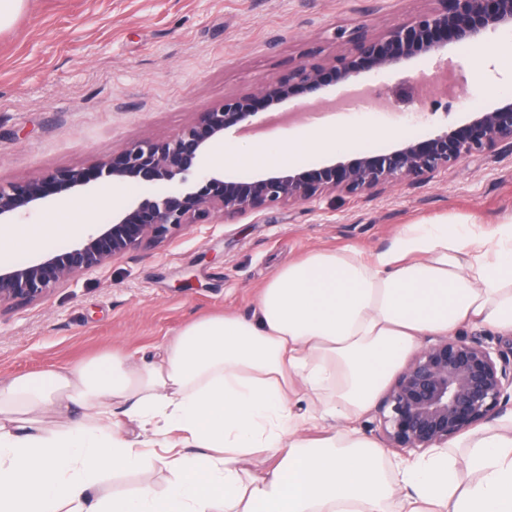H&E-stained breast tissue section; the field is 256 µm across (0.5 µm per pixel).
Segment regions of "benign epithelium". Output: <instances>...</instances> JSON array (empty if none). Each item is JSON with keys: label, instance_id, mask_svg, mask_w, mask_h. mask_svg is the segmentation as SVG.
I'll use <instances>...</instances> for the list:
<instances>
[{"label": "benign epithelium", "instance_id": "1", "mask_svg": "<svg viewBox=\"0 0 512 512\" xmlns=\"http://www.w3.org/2000/svg\"><path fill=\"white\" fill-rule=\"evenodd\" d=\"M436 6L410 22L372 37L350 35L346 53L326 65H296L267 85L261 100L236 97L205 112L164 141H139L108 160L81 169L48 173L25 183L0 182V220L21 214L64 190L99 180L137 189L112 224L76 247L41 261L0 268V307L47 296L65 281L110 259L166 238L193 224H208L220 212L234 218L275 204L304 203L326 192L358 195L395 182L417 183L463 161L482 157L506 143L512 150V99L469 123L422 141H406L384 154H363L316 170H285L250 180L221 170L196 178L210 144L224 131L251 123L263 106L296 95L318 96L331 82L359 83L364 69L388 71L450 43L473 44L503 27L512 28V0H434ZM512 362L481 341L446 337L417 354L397 376L380 408L390 447L407 453L443 448L494 416L507 388Z\"/></svg>", "mask_w": 512, "mask_h": 512}]
</instances>
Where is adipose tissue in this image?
<instances>
[{"label":"adipose tissue","mask_w":512,"mask_h":512,"mask_svg":"<svg viewBox=\"0 0 512 512\" xmlns=\"http://www.w3.org/2000/svg\"><path fill=\"white\" fill-rule=\"evenodd\" d=\"M376 135L368 124L313 127L225 159L283 168ZM75 221L62 210L0 225V258L71 234ZM464 327L512 334V214L489 233L474 220L406 224L369 257L314 252L271 277L252 317L195 321L152 361L115 351L0 380V512H512V417L462 437L464 458L434 448L395 462L389 478L352 425L422 337ZM302 391L328 392L313 416L344 428L301 438L291 402ZM62 414L68 423L44 427ZM129 421L145 440L128 438ZM258 450L275 466L244 476ZM461 464L474 475L466 485ZM157 466L170 474L164 493L145 483L95 495L111 475Z\"/></svg>","instance_id":"obj_1"}]
</instances>
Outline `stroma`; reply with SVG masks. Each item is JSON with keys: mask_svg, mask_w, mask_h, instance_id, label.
<instances>
[{"mask_svg": "<svg viewBox=\"0 0 512 512\" xmlns=\"http://www.w3.org/2000/svg\"><path fill=\"white\" fill-rule=\"evenodd\" d=\"M431 7V0H24L0 29V181L84 168L133 142L169 139L224 99L257 95L299 63L332 61L347 51V33L382 35ZM509 51L512 30L503 29L392 72L362 73L386 101L376 112L354 105L329 111L345 91L340 83L322 99L299 96L279 110L305 104L342 129L370 124L380 137L340 157L381 154L495 107L512 88V72L497 60ZM447 67L460 68L465 100L447 104L436 83L398 87L404 78ZM271 115L263 109L254 116L257 132L226 130L217 147L271 136L285 141L310 123L303 115L271 126ZM128 195V187L106 183L17 216L20 224H42L52 208L64 207L81 226L48 250L17 256V263L81 243L83 230L111 222ZM511 213L512 153L499 150L416 184L219 216L107 261L40 300L0 309V379L115 350L137 359L197 319L250 316L270 277L313 251L353 246L368 256L388 249L405 224L471 217L488 229ZM186 279L192 288H181Z\"/></svg>", "mask_w": 512, "mask_h": 512, "instance_id": "35a3bbf8", "label": "stroma"}]
</instances>
